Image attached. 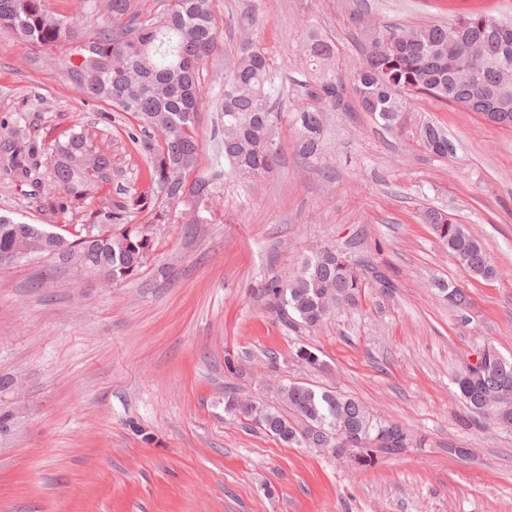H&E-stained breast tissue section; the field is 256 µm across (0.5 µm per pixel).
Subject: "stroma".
Here are the masks:
<instances>
[{
	"instance_id": "obj_1",
	"label": "stroma",
	"mask_w": 512,
	"mask_h": 512,
	"mask_svg": "<svg viewBox=\"0 0 512 512\" xmlns=\"http://www.w3.org/2000/svg\"><path fill=\"white\" fill-rule=\"evenodd\" d=\"M212 0L222 28L201 70L197 174L224 143L211 99L224 61L244 39L267 48L292 112L309 67L298 45L315 22L336 45L343 105L323 112L317 170L279 131L276 172L225 176L213 221L180 215L152 225L155 249L134 276L112 283L62 260L0 269V512H512V429L461 401L455 374L493 343L512 354V129L429 98L452 156L427 155L375 124L352 91L366 31L414 28L472 11L512 19V0ZM254 11L247 31L240 15ZM49 162L51 141L89 128L112 159V197L143 189L148 164L125 113L77 93L63 63L0 34V215L73 238L85 208L57 210L48 181L11 171L8 132ZM453 214L481 239L498 271L474 279L421 214ZM329 245L392 282L369 280L361 307L312 331L291 330L261 292L303 255ZM447 281L470 298L449 308ZM322 362L313 368L298 348ZM304 382L355 397L405 427L406 451L374 465L290 446L228 414V396L277 403L276 387ZM469 449L465 458L449 447Z\"/></svg>"
}]
</instances>
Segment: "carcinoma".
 <instances>
[{
  "label": "carcinoma",
  "instance_id": "carcinoma-1",
  "mask_svg": "<svg viewBox=\"0 0 512 512\" xmlns=\"http://www.w3.org/2000/svg\"><path fill=\"white\" fill-rule=\"evenodd\" d=\"M159 2L161 9L145 13L138 0H89L88 9L102 23L86 26L50 12L45 0H0V34L59 54L79 92L112 103L137 122L129 138L149 159L146 191L117 200L99 196L110 179L111 159L93 147L83 130L69 129L56 141L48 173L61 210L99 200L90 220L110 236L82 241L79 260L84 271L104 272L114 282L137 273L153 250L149 231L130 224L134 211L147 213L149 224H166L173 213L170 199L178 196L192 204L187 223L204 224L208 218L203 213L210 212L221 178L219 171L192 177L199 154L197 112L206 98L200 69L218 38L211 0ZM503 26L489 14L470 12L450 23L373 30L355 79L360 108L382 128L440 158L453 154L454 147L442 127L418 115L421 95L512 128V85L500 80L502 66L512 67V32L504 34ZM460 37L477 45V56L458 51ZM300 51L312 71L301 95L320 103L299 105L292 118L298 129L296 149L311 166L321 153V107L339 106L343 86L336 79V46L319 28L305 26ZM469 69L478 71L479 83L456 80L455 72ZM279 80L266 49L251 40L242 41L226 64L224 86L217 93L226 129L219 156L235 174L266 173L280 162L277 131L285 113L275 107ZM421 221L472 277L497 278L481 240L450 214L430 209ZM44 232L40 224L0 216V253L20 262L42 256L36 243ZM22 239L29 241V251L20 257L12 248ZM366 288L361 264L323 246L304 257L293 274L265 283L263 293L286 326L310 331L342 310L358 308ZM439 289L451 306L466 308L463 289L444 283ZM476 355L478 364L454 377L459 397L474 412L496 409L512 426V358L490 343ZM279 395V406L229 398L225 410L289 446L334 448L362 467L372 465L379 452L397 454L409 447L402 426L374 418L353 398L298 382L281 386Z\"/></svg>",
  "mask_w": 512,
  "mask_h": 512
}]
</instances>
